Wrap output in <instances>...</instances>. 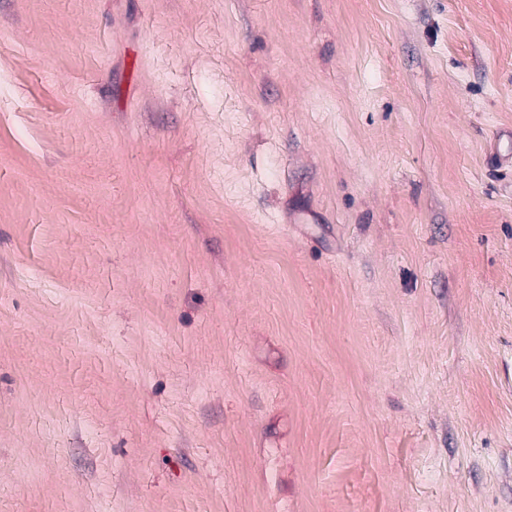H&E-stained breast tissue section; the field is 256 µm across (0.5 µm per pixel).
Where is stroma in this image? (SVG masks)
Instances as JSON below:
<instances>
[{"instance_id":"1","label":"stroma","mask_w":512,"mask_h":512,"mask_svg":"<svg viewBox=\"0 0 512 512\" xmlns=\"http://www.w3.org/2000/svg\"><path fill=\"white\" fill-rule=\"evenodd\" d=\"M0 512H512V0H0Z\"/></svg>"}]
</instances>
